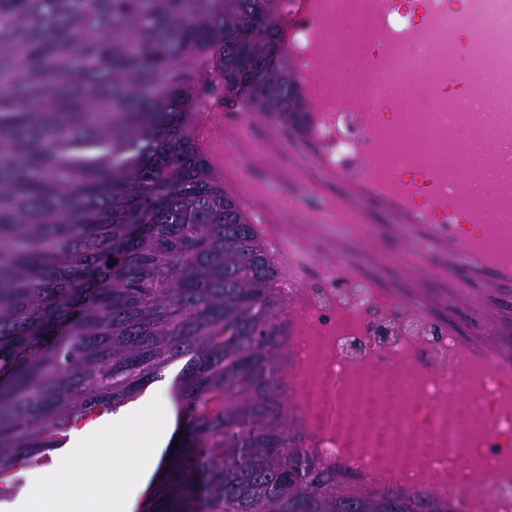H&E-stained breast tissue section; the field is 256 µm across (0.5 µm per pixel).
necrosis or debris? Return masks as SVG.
<instances>
[{
	"label": "necrosis or debris",
	"mask_w": 512,
	"mask_h": 512,
	"mask_svg": "<svg viewBox=\"0 0 512 512\" xmlns=\"http://www.w3.org/2000/svg\"><path fill=\"white\" fill-rule=\"evenodd\" d=\"M287 56L311 113L303 140L343 182L392 194L455 245L512 244V135L495 126L489 86L512 87V0H320L305 14L278 0ZM500 66L473 73L486 43ZM376 81L346 96L347 60ZM484 150L479 169L441 168L448 141ZM480 194L483 211L468 195ZM348 260L288 270L298 325L288 353V408L327 460L462 512H512V378L498 354L448 343L446 319L352 277Z\"/></svg>",
	"instance_id": "necrosis-or-debris-1"
}]
</instances>
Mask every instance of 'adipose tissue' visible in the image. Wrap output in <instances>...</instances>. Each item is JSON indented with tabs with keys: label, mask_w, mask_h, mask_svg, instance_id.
<instances>
[{
	"label": "adipose tissue",
	"mask_w": 512,
	"mask_h": 512,
	"mask_svg": "<svg viewBox=\"0 0 512 512\" xmlns=\"http://www.w3.org/2000/svg\"><path fill=\"white\" fill-rule=\"evenodd\" d=\"M178 396L173 377L149 385L144 395L112 416V438L84 433L51 469L30 476L9 512H71L82 499L83 512H144L149 477L163 458L176 422ZM107 486L103 495L87 487Z\"/></svg>",
	"instance_id": "adipose-tissue-1"
}]
</instances>
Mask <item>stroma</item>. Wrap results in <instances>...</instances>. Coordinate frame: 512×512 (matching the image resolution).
<instances>
[{
    "label": "stroma",
    "instance_id": "1",
    "mask_svg": "<svg viewBox=\"0 0 512 512\" xmlns=\"http://www.w3.org/2000/svg\"><path fill=\"white\" fill-rule=\"evenodd\" d=\"M218 131L206 155L225 190L251 215L289 239L340 253L351 274L403 298H420L443 312L453 335L466 345L492 347L512 356V286L462 272L447 254L433 251L430 232L406 223L389 204L368 199L357 187L326 175L296 131L273 134L263 112H243L229 124L221 112H196L193 136ZM431 253V268L421 263ZM464 294L468 308L444 307L445 297ZM492 324L489 336L476 328Z\"/></svg>",
    "mask_w": 512,
    "mask_h": 512
}]
</instances>
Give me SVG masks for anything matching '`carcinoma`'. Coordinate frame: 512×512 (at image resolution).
Returning a JSON list of instances; mask_svg holds the SVG:
<instances>
[{
    "mask_svg": "<svg viewBox=\"0 0 512 512\" xmlns=\"http://www.w3.org/2000/svg\"><path fill=\"white\" fill-rule=\"evenodd\" d=\"M275 3L0 0V482L185 358L192 450L157 512H197L195 475L203 512H458L288 413L279 262L189 133L201 56L226 111L303 120Z\"/></svg>",
    "mask_w": 512,
    "mask_h": 512,
    "instance_id": "1",
    "label": "carcinoma"
}]
</instances>
